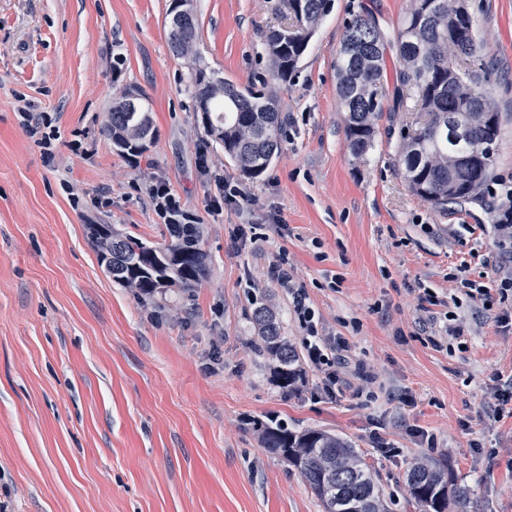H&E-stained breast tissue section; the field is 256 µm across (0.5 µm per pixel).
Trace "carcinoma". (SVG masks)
Returning <instances> with one entry per match:
<instances>
[{"mask_svg":"<svg viewBox=\"0 0 512 512\" xmlns=\"http://www.w3.org/2000/svg\"><path fill=\"white\" fill-rule=\"evenodd\" d=\"M291 28L271 29L266 43L272 57L270 77L285 81L307 50L331 0H285ZM471 19L466 0H414V6L393 36L376 18L364 11L346 22L336 61V91L346 112L345 132L352 156L361 158L373 148L378 122L387 111L383 87L387 75V49L395 50V98L398 108L414 115L400 130L399 164L412 192L434 209L464 206L486 197L495 179V143L501 123L485 132L478 113H470L472 131L459 132L448 123L460 102L496 111L488 97L492 71L474 30L465 28ZM196 98L206 99V128L224 131L221 143L251 176L270 166L280 145L282 120L275 101L224 82L218 91L203 70L195 75ZM106 131L122 154L144 152L142 140L153 134L148 112H132L122 101L112 103ZM476 155L479 165L462 161ZM98 254L112 253V280L152 297L179 283L185 288L199 284L206 275V256L200 248L196 224L168 225L170 243L154 248L150 259L138 249L144 242L129 236L102 233L89 225ZM253 320L267 352L278 361L276 381L290 391L299 377L293 368L297 355L273 313L261 305ZM264 448L292 466L320 501L323 512H383L382 494L371 470L348 442L319 430L300 432L284 424L265 425ZM411 498L422 512H448L449 500L462 505L469 489L448 491V475L428 464H416L406 473Z\"/></svg>","mask_w":512,"mask_h":512,"instance_id":"obj_1","label":"carcinoma"}]
</instances>
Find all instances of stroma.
Here are the masks:
<instances>
[{
  "instance_id": "1",
  "label": "stroma",
  "mask_w": 512,
  "mask_h": 512,
  "mask_svg": "<svg viewBox=\"0 0 512 512\" xmlns=\"http://www.w3.org/2000/svg\"><path fill=\"white\" fill-rule=\"evenodd\" d=\"M172 2L0 0V486L15 512H322L263 448L273 421L349 440L387 512H420L404 483L416 462L470 488L449 512H512V413L497 401L512 386V294L494 291L512 272L502 201L441 213L414 195L396 161L403 112L384 113L374 149L354 158L336 92L351 12L366 7L391 35L412 0H334L276 83L265 34L288 25L284 0H195L193 59L169 48ZM468 4L495 69V174L512 186V0ZM199 67L277 97L284 135L261 176L207 133ZM129 91L153 121L137 157L103 132ZM26 105L57 134L52 161L19 124ZM153 176L201 218L207 275L146 298L105 273L89 227L168 244ZM218 176L256 205L214 210ZM282 260L320 334L346 338L370 380L328 395L302 357L295 390L278 386L252 312L266 305L301 347L292 298L267 276ZM467 280L490 298L470 299ZM452 319L462 335L443 340ZM377 434L392 452L375 448Z\"/></svg>"
}]
</instances>
